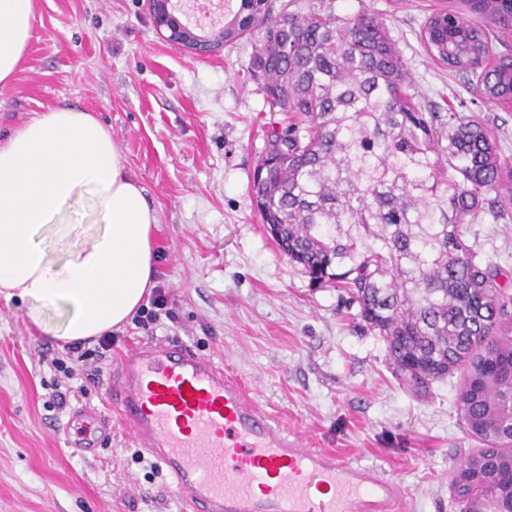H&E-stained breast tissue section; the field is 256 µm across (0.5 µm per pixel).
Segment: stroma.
<instances>
[{
    "label": "stroma",
    "instance_id": "obj_1",
    "mask_svg": "<svg viewBox=\"0 0 512 512\" xmlns=\"http://www.w3.org/2000/svg\"><path fill=\"white\" fill-rule=\"evenodd\" d=\"M448 0H336L340 12L383 17L411 76L437 111L487 119L512 157V110L483 105L467 82L424 50L420 32ZM255 36L196 56L157 35L149 0H38L27 55L0 88V135L36 113L93 112L158 214L155 280L167 303L113 332L99 361L173 339L222 364L256 405L311 447L376 466L402 490L391 512H460L449 488L475 442L454 405L453 375L423 399L392 376L386 345L332 284L312 285L266 232L252 185L270 123L248 71ZM484 255L512 258V224H472ZM28 303L0 296V512H184L161 466L113 419L97 456L67 443L75 409L107 411L101 382L77 373L65 408L49 405L59 342Z\"/></svg>",
    "mask_w": 512,
    "mask_h": 512
}]
</instances>
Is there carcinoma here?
I'll use <instances>...</instances> for the list:
<instances>
[{"label":"carcinoma","instance_id":"carcinoma-1","mask_svg":"<svg viewBox=\"0 0 512 512\" xmlns=\"http://www.w3.org/2000/svg\"><path fill=\"white\" fill-rule=\"evenodd\" d=\"M431 13L428 55L481 85L491 107L512 110V54L491 32L512 34V0H462ZM262 31L249 66L272 112L252 192L262 223L312 284L349 295L386 344L399 383L424 398L436 382L472 372L455 398L479 447L451 478L466 512H512V265L483 258L466 228L512 224V160L474 115L431 112L386 23L336 0L293 12L241 0L228 43Z\"/></svg>","mask_w":512,"mask_h":512}]
</instances>
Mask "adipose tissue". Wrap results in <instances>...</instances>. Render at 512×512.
Returning <instances> with one entry per match:
<instances>
[{
	"label": "adipose tissue",
	"instance_id": "ef3b65f1",
	"mask_svg": "<svg viewBox=\"0 0 512 512\" xmlns=\"http://www.w3.org/2000/svg\"><path fill=\"white\" fill-rule=\"evenodd\" d=\"M34 20L35 0H0V84L21 65ZM86 197L94 223H60ZM157 222L95 114L52 108L0 137V295L29 303L45 335L70 344L131 321L155 286ZM71 236L78 246L55 257L50 239ZM57 308L63 320L46 323Z\"/></svg>",
	"mask_w": 512,
	"mask_h": 512
}]
</instances>
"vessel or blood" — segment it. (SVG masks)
Instances as JSON below:
<instances>
[{"instance_id":"b4317fda","label":"vessel or blood","mask_w":512,"mask_h":512,"mask_svg":"<svg viewBox=\"0 0 512 512\" xmlns=\"http://www.w3.org/2000/svg\"><path fill=\"white\" fill-rule=\"evenodd\" d=\"M103 386L185 512H389L401 495L377 469L288 435L223 366L183 343H138ZM73 418L70 442L95 454L111 419L82 410Z\"/></svg>"}]
</instances>
